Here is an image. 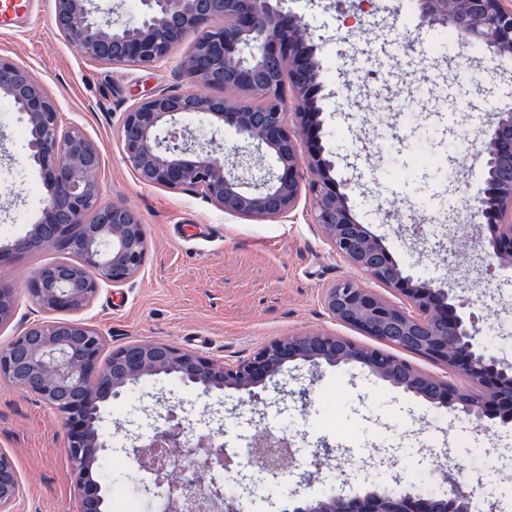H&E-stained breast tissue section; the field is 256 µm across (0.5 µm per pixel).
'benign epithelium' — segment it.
Returning <instances> with one entry per match:
<instances>
[{"mask_svg":"<svg viewBox=\"0 0 512 512\" xmlns=\"http://www.w3.org/2000/svg\"><path fill=\"white\" fill-rule=\"evenodd\" d=\"M52 23L59 34L97 64L138 69L177 60L185 90H160L130 104L121 115L122 152L138 180L170 190H198L225 212L264 219L287 216L301 197L311 200L313 223L332 250L365 274L380 280L408 306L395 304L339 279L325 288L323 305L331 318L380 342L441 363L469 380L462 391L446 380L423 374L387 351L364 347L333 334L310 332L277 339L236 363H218L160 340L128 344L100 364L105 336L77 319L104 285L122 287L143 269L147 235L140 216L123 202L102 200V151L80 129L62 123L56 101L41 80L0 57V99L21 114L29 133L30 159L38 167L45 194L42 208L22 236L0 245V266L29 252L54 248L71 258L41 265L29 277L28 294L38 307L66 311L74 318L30 324L0 344V379L41 399L61 419L66 451L81 490L79 512H101L102 500L88 491L91 469L103 447L96 431L100 404L118 389L152 376H175L209 393L233 389L257 397L287 360L314 366L359 363L391 385L411 392L437 409L463 413L476 427L512 424V363L477 341L481 329L466 303L449 302V292L405 272L384 243L351 216L345 194L330 179L313 136L318 115L315 96L322 87L321 64L303 18L284 0H140L136 20L100 18L96 0H52ZM423 21L478 44L497 57L512 55V0H418ZM398 12L382 0L366 24L385 31ZM189 49L175 58L189 38ZM224 87L212 96L198 86ZM203 115L234 128L246 142L266 147L275 166L258 168L242 159L226 171L224 149L214 141L185 136L182 120ZM476 158L485 169L486 187L471 196L463 212H448V223L470 224L490 216L492 237L479 248L498 270L512 273V112H496L482 130ZM19 304L15 288L0 280V328L9 326ZM184 408L166 407L161 423L137 434L128 457L164 491L165 512H178L191 493L205 489L207 512H241L250 491L247 465L240 463L237 492L228 493L215 473L231 471L223 431L195 434L178 416ZM296 442L266 428L249 440L253 464L264 474L282 475L285 456ZM435 474L448 488L439 493L410 484L398 492L367 489L343 494L348 474L336 476V489L315 497L291 493L281 512H470L473 478L442 466ZM22 481L8 453L0 449V512H16Z\"/></svg>","mask_w":512,"mask_h":512,"instance_id":"benign-epithelium-1","label":"benign epithelium"}]
</instances>
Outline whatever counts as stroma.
<instances>
[{"instance_id":"1","label":"stroma","mask_w":512,"mask_h":512,"mask_svg":"<svg viewBox=\"0 0 512 512\" xmlns=\"http://www.w3.org/2000/svg\"><path fill=\"white\" fill-rule=\"evenodd\" d=\"M393 32L414 39L416 52L385 53L384 41L366 25L356 27L355 53L337 39V16L349 6L337 0L322 11L310 0L285 6L310 26L316 55L327 73L317 96L319 137L330 171L348 197L357 223L381 239L394 260L418 278L452 288L479 320L484 344L512 362V339H498L499 326L512 321V280L491 270L476 255L479 238H490L485 218L467 226L448 223L449 210L469 207L483 186L485 171L474 154L449 155L448 145L474 138L490 110L512 111V56L478 50L479 83L442 76L433 68L430 46L443 33L422 22L417 0H398ZM50 0H33V20L22 33L0 31V55L26 67L55 99L64 125L80 128L102 148L105 200L122 199L141 216L148 252L140 275L120 288L102 286L83 320L106 337L107 350L130 342L162 340L231 363L285 336L327 332L364 346L375 339L336 323L322 304L325 288L352 279L376 293L383 286L333 253L317 225L310 202L280 219L225 213L194 190L172 191L141 184L125 160L119 140L122 112L135 99L174 86L173 63L152 69H113L91 62L53 27ZM351 92L336 97L343 83ZM184 124L200 142L223 146L226 160L241 153L272 165L264 149L217 130L205 116ZM27 131L17 113L0 116V225L28 229L42 206L44 188L27 157ZM425 200L430 224L410 218L409 205ZM50 249L0 267V278L21 289L14 326L46 319L24 289L33 268L65 259ZM310 400L296 407L295 393ZM184 403L196 430L223 429L228 447L239 434H252L269 411L281 412V427L306 454L280 478L264 479V496L252 512H273L284 495L328 492L339 470L350 488L391 486V477L411 470L429 472L437 461L472 465L489 495L484 512H500L512 500V428L479 433L454 412L394 388L357 363L316 366L301 360L284 364L267 382L260 402L241 405L239 394L201 395L167 377H147L121 388L101 407L99 432L106 443L100 459L114 462V478L103 480L107 501L134 496L139 512H158L155 496L128 481L135 468L116 442L153 421L164 406ZM58 415L33 396L0 380V449L13 459L23 483L18 512H77L78 492L64 448ZM334 457L314 459L322 445ZM496 449V465L485 470L477 449Z\"/></svg>"}]
</instances>
